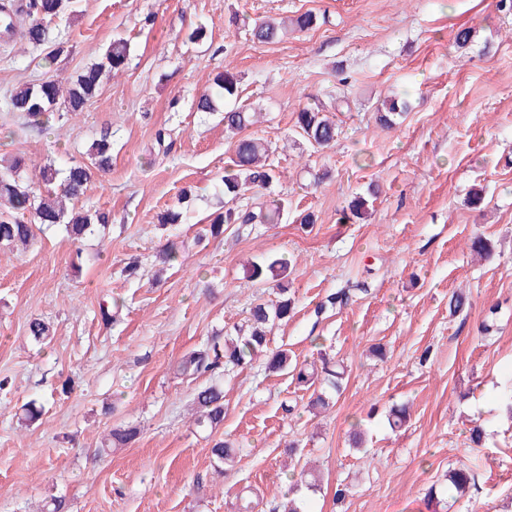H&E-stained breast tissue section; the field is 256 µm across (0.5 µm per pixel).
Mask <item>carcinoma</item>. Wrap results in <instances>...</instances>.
<instances>
[{"instance_id": "obj_1", "label": "carcinoma", "mask_w": 512, "mask_h": 512, "mask_svg": "<svg viewBox=\"0 0 512 512\" xmlns=\"http://www.w3.org/2000/svg\"><path fill=\"white\" fill-rule=\"evenodd\" d=\"M71 7V0H0V26L8 36L15 34V17L24 13L28 25L22 32L26 42L34 47L49 40L47 23L65 14ZM288 25L275 19L254 22L251 36L259 43H275L283 39ZM130 47L122 39L113 41L101 61L93 63L76 75L67 78L66 84L55 77H48L36 84L24 85L14 90L6 99L9 112H18L40 128L51 127L52 121L60 122L67 116H76L84 111L101 85L104 72L114 74L128 65ZM238 76L229 69L217 75L212 94L201 96L196 102L199 112L218 111L217 101L223 102L224 128L237 136L233 144L230 165L224 168V196L235 200L242 189L263 190L271 186L276 173L269 164L270 149L265 142L250 135H242L250 126L259 122L260 113L247 110L243 106L229 105L238 98ZM404 99H391L377 110L378 123L384 128L395 124V117L407 111ZM295 127L312 146L328 148L336 140V122L327 113L323 103L301 106L296 111ZM112 133L104 130L99 139L90 147V164H73L63 171L50 163L40 171L41 183L47 191L33 182L24 181L20 172L25 159L13 156L0 163V249H12L19 244H27L34 239L36 225L64 226L67 235L80 241L88 235L106 230L111 218L104 211H68L64 201L79 199L93 179L95 173L106 172L112 166ZM286 205L273 199L261 206L259 211L226 207L209 219L198 240L218 239L224 236V227L232 224H276L282 218ZM247 274L253 280H272L279 287V300L268 304L258 302L252 305L246 325L236 329V335L224 340L215 337L210 342L184 354L177 363L176 371L184 377L197 378L213 375L229 366L244 367L257 356L265 357L266 369L272 373L284 372L300 387L311 389L309 405L325 408L330 405L328 391L339 393L344 372L336 369V362L325 354L319 361L297 363L292 361L286 350H271L268 347L267 333L275 323L288 320L293 314L294 301L288 297L282 280L288 277V262L285 259H268L254 263ZM28 335L37 343L44 344L52 338V328L40 318L28 323ZM196 406L195 424L214 432L224 424V389L217 385L202 386L193 397ZM137 435L133 427L112 429L111 433L96 449L103 457L112 454V449L130 443ZM211 455L217 468L234 461L237 449L222 440L211 446ZM448 493L454 500L465 496L476 486L474 474L469 469L448 470ZM239 512H263L260 496L253 489L245 490L239 496Z\"/></svg>"}]
</instances>
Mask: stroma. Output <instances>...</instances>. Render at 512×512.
I'll return each instance as SVG.
<instances>
[{
	"label": "stroma",
	"instance_id": "1",
	"mask_svg": "<svg viewBox=\"0 0 512 512\" xmlns=\"http://www.w3.org/2000/svg\"><path fill=\"white\" fill-rule=\"evenodd\" d=\"M307 11L315 26L280 42L247 32L258 19ZM149 14L154 23L143 26ZM200 24L207 39L185 42ZM463 27L474 37L460 48ZM51 28L65 39L51 64L50 45L0 42V158L23 156L34 179L47 163L86 160L111 130L112 168L78 206L110 211L112 222L79 242L56 226L27 249L0 251V379L9 382L0 512H39L49 496L69 512H236L244 487L268 502L287 493L298 462L320 476L319 489L299 493L307 512H444L427 490L463 466L481 491L453 512H512V9L500 0H75ZM117 36L130 43L127 68L62 128L41 132L6 111L10 91L74 75ZM227 66L241 77L240 104L263 115L247 133L269 142L277 174L269 194L235 204L255 209L272 195L288 211L277 224L230 225L203 246L196 235L225 202L233 141L220 115L194 104ZM395 94L410 108L386 129L377 110ZM338 99L349 106L336 115L335 145L313 147L294 126L296 110ZM161 129L173 141L166 151ZM371 188L367 216L344 219ZM169 208L187 209V223L160 228ZM305 209L317 217L307 227L296 221ZM479 235L491 242L489 259L469 250ZM169 242L179 257L164 270L155 255ZM271 256L290 263L295 313L273 326L269 346L300 361L323 350L344 367L327 411H309V391L260 359L195 380L176 374L183 354L234 335L253 303L278 299L272 283L246 274ZM132 257L141 279L121 273ZM457 290L469 298L459 313L449 307ZM342 291L346 305L319 310ZM112 299L123 308L110 327L97 312ZM35 317L51 323L49 344L29 338ZM212 382L224 389L218 435L240 450L221 469L191 405ZM33 399L41 419L19 426L16 413ZM394 405L409 409L398 431L387 420ZM477 425L479 447L470 440ZM120 426L137 427L136 440L95 458ZM356 427L360 451L350 446ZM340 484L349 491L338 500Z\"/></svg>",
	"mask_w": 512,
	"mask_h": 512
}]
</instances>
